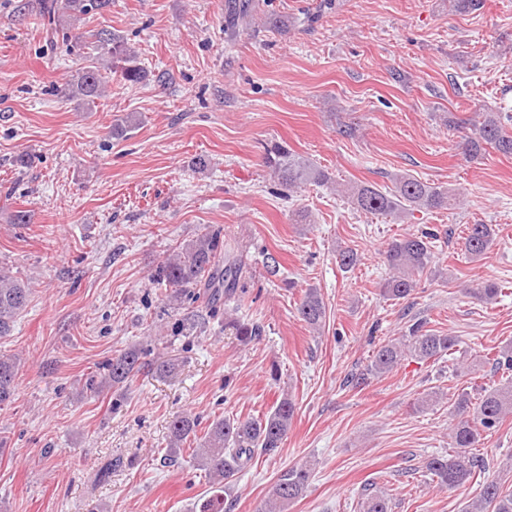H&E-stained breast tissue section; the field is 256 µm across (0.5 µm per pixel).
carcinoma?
I'll return each mask as SVG.
<instances>
[{
	"label": "carcinoma",
	"instance_id": "obj_1",
	"mask_svg": "<svg viewBox=\"0 0 512 512\" xmlns=\"http://www.w3.org/2000/svg\"><path fill=\"white\" fill-rule=\"evenodd\" d=\"M109 0H64V6L80 19L92 11L108 6ZM102 69L79 70L72 75L61 92L66 95L95 99L101 96L104 75L115 73L129 84L148 79L146 69L123 37L107 29L94 34ZM499 112H481L468 121L470 132L458 142L462 156L470 161L483 155L486 146H493L504 155H512V135L506 133V123ZM266 159L279 185L293 190L308 183L327 186L345 197L355 208L372 215L390 216L400 221L421 210H451L460 202L451 189L420 181L409 175L394 178V189L382 191L373 185L341 186L329 172L308 162L280 143L266 145ZM491 224H469L466 227L465 251L473 258L484 255L495 239ZM437 235L423 231L392 239L384 252L393 275L383 284L382 294L387 300L407 298L417 287L418 277L430 268ZM360 256L351 248L336 250L339 267L351 270ZM243 256L224 249L223 230H207L183 245L156 269L154 281L159 286L173 289L178 297L198 301L205 299L213 318L224 315V330L246 346L262 336L260 325L237 316L234 303L245 294L248 282L244 276ZM224 289V309L217 308L219 289ZM30 288L10 269L0 267V337L10 335L14 322L26 307ZM299 314L311 327L318 328L326 317L325 303L317 289H309L300 306ZM453 336L426 328L423 322H414L397 339L379 346L367 367L351 375L350 385H365L371 376L388 373L411 357L426 361L439 359L455 346ZM146 349L131 347L112 357L103 384L120 389L126 386L144 368L151 367L160 377L174 372L167 361H145ZM19 359L0 356V407L10 403L17 387ZM294 400L285 396L273 410L260 418H214L208 425L200 447L192 449L195 467L204 471L211 486L210 494L199 499L193 512H227L232 507L224 498L229 483L256 457L272 455L282 447L294 420ZM512 414V377L484 391L477 401L463 393L451 405V442L453 451L447 455H431L422 462V468L436 478L438 485L453 488L474 476L485 467L483 454L486 434L496 429ZM198 420L190 415L175 417L169 427L166 456L175 459L183 446L197 439ZM309 466L292 467L281 473L268 492L261 512H286L288 505L301 498L308 488ZM362 512H392L391 500L381 492L362 495ZM465 512H512V491L492 480L485 482L479 496L465 508Z\"/></svg>",
	"mask_w": 512,
	"mask_h": 512
}]
</instances>
